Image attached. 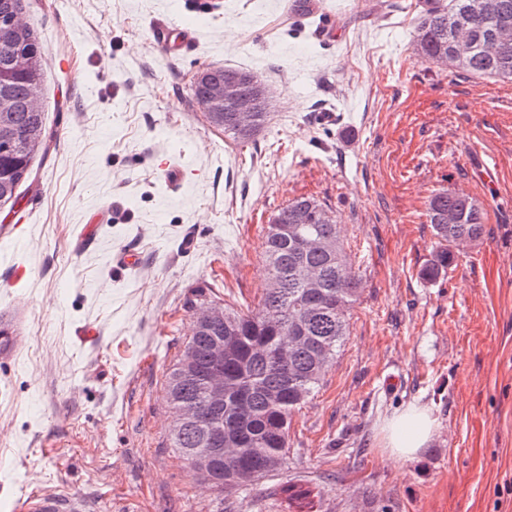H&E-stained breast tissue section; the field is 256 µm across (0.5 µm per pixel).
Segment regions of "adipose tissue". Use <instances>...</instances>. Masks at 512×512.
I'll return each instance as SVG.
<instances>
[{"label":"adipose tissue","mask_w":512,"mask_h":512,"mask_svg":"<svg viewBox=\"0 0 512 512\" xmlns=\"http://www.w3.org/2000/svg\"><path fill=\"white\" fill-rule=\"evenodd\" d=\"M436 428L437 423L430 410L413 405L382 422L381 444L391 455L412 459L428 447Z\"/></svg>","instance_id":"1"}]
</instances>
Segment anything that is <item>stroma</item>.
<instances>
[{"instance_id":"1","label":"stroma","mask_w":512,"mask_h":512,"mask_svg":"<svg viewBox=\"0 0 512 512\" xmlns=\"http://www.w3.org/2000/svg\"><path fill=\"white\" fill-rule=\"evenodd\" d=\"M423 4L320 0L339 31L328 43L295 0H27L52 139L0 209V319L15 330L0 353V512L31 489L91 512H512V82L422 62ZM158 18L196 29L195 46L159 50ZM217 65L272 91L248 144L194 97L193 76ZM443 190L476 200L486 233L430 281L426 204ZM300 195L335 212L363 290L292 417L287 468L226 496L170 448L165 375L198 288L257 303L265 228ZM122 249L139 268L114 267ZM410 405L439 428L404 459L378 430ZM288 483L310 489L305 506Z\"/></svg>"}]
</instances>
